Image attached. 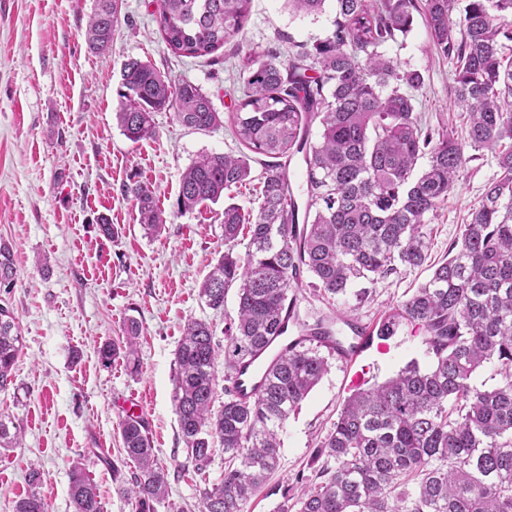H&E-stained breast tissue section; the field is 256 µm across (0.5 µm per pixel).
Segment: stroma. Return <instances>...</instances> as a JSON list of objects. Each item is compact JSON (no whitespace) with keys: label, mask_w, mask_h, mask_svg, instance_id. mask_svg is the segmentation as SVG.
I'll return each instance as SVG.
<instances>
[{"label":"stroma","mask_w":512,"mask_h":512,"mask_svg":"<svg viewBox=\"0 0 512 512\" xmlns=\"http://www.w3.org/2000/svg\"><path fill=\"white\" fill-rule=\"evenodd\" d=\"M95 0H0V238L14 246L17 281L0 288V304L17 318L24 338L13 371L15 392L0 393V413L14 417L19 448L0 453V512H13L28 491L29 465L43 472L39 492L48 512H72L69 471L79 463L100 489L104 512H135L119 496L112 470L93 456L108 450L131 472L120 447L122 404H138L159 464L168 472L169 494L156 512H201L205 480L224 471L216 449L206 476L184 469V445L173 402L174 352L192 318L214 325L216 342L236 314V296L214 311L199 297V285L224 250L223 204L177 214L180 178L203 153H238L229 125L200 132L181 126L172 113L154 115L157 133L128 140L117 124L122 65L135 57L151 62L172 81L198 85L223 114L242 97V61L232 46L216 57L186 58L171 52L155 20L154 0H122L111 48L88 51L84 32ZM335 4L316 16H297L285 0H251L238 41L243 50L275 48L288 61L297 45L324 39L333 28ZM385 51L402 69L418 71L412 89L415 112L433 128L464 133L455 107L454 64L436 54L423 10L411 29ZM494 155L480 151L446 201L430 218L431 248L418 268H401L380 280L355 313L359 324L378 323L426 282L457 239L470 208L495 179ZM148 185L168 221L156 236L145 234L122 187L130 178ZM108 217L119 230L105 239L97 229ZM141 323L140 368L102 365L97 346L121 336L128 317ZM391 353L379 359L370 382L395 375L409 362L428 367L421 335L402 327ZM83 357L72 363V349ZM352 392L346 369L329 357L328 371L291 415L280 434V466L247 512H276L297 478L313 479L317 450Z\"/></svg>","instance_id":"35a3bbf8"}]
</instances>
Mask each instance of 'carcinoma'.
Here are the masks:
<instances>
[{
	"label": "carcinoma",
	"mask_w": 512,
	"mask_h": 512,
	"mask_svg": "<svg viewBox=\"0 0 512 512\" xmlns=\"http://www.w3.org/2000/svg\"><path fill=\"white\" fill-rule=\"evenodd\" d=\"M251 0H156L163 41L182 57H205L242 32ZM326 0H288L298 16L324 12ZM417 0H336L333 31L284 64L277 51L242 58V98L230 116L239 154L205 153L182 173L176 213L252 180L254 156L267 157L259 174L257 210L224 203V253L199 287L213 311L237 289V313L224 329L190 319L175 351L174 402L186 462L207 470L213 444L224 449V476L201 490L202 512H245L279 466L278 432L327 372L317 350L296 347L280 358L253 400L239 399V368L269 337L294 320L305 335H333V318L299 320L289 291L310 273L313 295L343 298L356 281L375 284L402 267L427 260L429 216L448 199L459 173L487 150L499 174L471 209L448 259L376 326L389 338L404 325L422 333L433 363L412 362L381 384L350 394L322 442L324 458L312 484L303 483L297 512H512V0H425L424 13L438 54L455 61V106L466 119V140L446 126L424 128L408 90L422 84L383 46L406 34ZM119 0H96L85 30L88 49L112 46ZM116 112L132 142L156 135L153 114L173 111L182 126L210 131L223 117L201 87L175 83L152 63L127 59ZM320 121L310 141L309 122ZM473 150L468 154L467 150ZM304 154L306 214L298 224L285 165ZM427 158L425 169L416 165ZM139 223L152 234L167 218L154 192L126 186ZM244 251H239V246ZM13 247L0 240V287L16 284ZM139 323L130 319L118 339L97 349L103 365L123 360L138 371ZM22 336L13 312L0 306V392L13 386ZM224 356V402L216 403V367ZM487 363L500 380L491 389L471 382ZM124 457L136 464L118 493L135 512H154L168 496V474L156 463L142 417L119 428ZM19 426L0 413V449L16 448ZM74 512H103L96 483L73 467ZM14 512H47L33 491Z\"/></svg>",
	"instance_id": "cac0c4a2"
}]
</instances>
